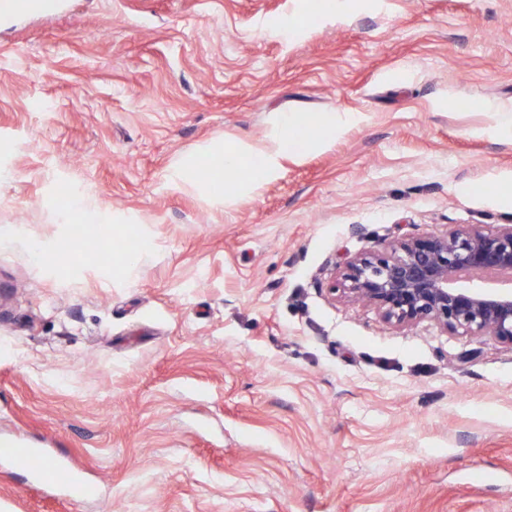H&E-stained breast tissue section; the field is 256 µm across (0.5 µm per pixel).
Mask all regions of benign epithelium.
Listing matches in <instances>:
<instances>
[{"label":"benign epithelium","mask_w":512,"mask_h":512,"mask_svg":"<svg viewBox=\"0 0 512 512\" xmlns=\"http://www.w3.org/2000/svg\"><path fill=\"white\" fill-rule=\"evenodd\" d=\"M512 275V224L466 225L393 240L339 268L328 291L362 302L393 326L431 322L512 346V287L485 288L483 274Z\"/></svg>","instance_id":"benign-epithelium-1"}]
</instances>
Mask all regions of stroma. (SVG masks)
<instances>
[{"label": "stroma", "mask_w": 512, "mask_h": 512, "mask_svg": "<svg viewBox=\"0 0 512 512\" xmlns=\"http://www.w3.org/2000/svg\"><path fill=\"white\" fill-rule=\"evenodd\" d=\"M512 0H60L0 14V512H512V346L396 327L337 264L512 224ZM265 182L169 174L281 114ZM72 184L71 195L56 186ZM111 224L81 260L76 213ZM43 455V450L38 448H27L13 440L4 439L0 441V458L24 460L28 473L36 483H43L49 478L44 468Z\"/></svg>", "instance_id": "obj_1"}]
</instances>
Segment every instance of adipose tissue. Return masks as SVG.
I'll return each mask as SVG.
<instances>
[{
  "label": "adipose tissue",
  "mask_w": 512,
  "mask_h": 512,
  "mask_svg": "<svg viewBox=\"0 0 512 512\" xmlns=\"http://www.w3.org/2000/svg\"><path fill=\"white\" fill-rule=\"evenodd\" d=\"M301 120L282 115L268 138L254 147L230 146L225 148L223 160L226 168L235 169L242 161H249L253 182L269 178L284 158L295 155L302 135Z\"/></svg>",
  "instance_id": "ef3b65f1"
}]
</instances>
